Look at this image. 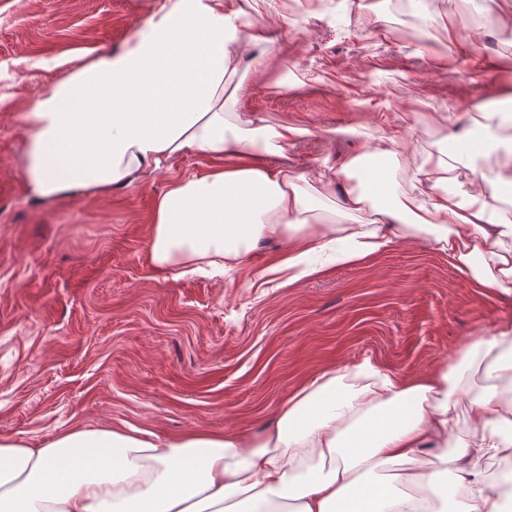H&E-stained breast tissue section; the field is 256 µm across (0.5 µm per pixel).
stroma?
Segmentation results:
<instances>
[{"label": "stroma", "instance_id": "35a3bbf8", "mask_svg": "<svg viewBox=\"0 0 512 512\" xmlns=\"http://www.w3.org/2000/svg\"><path fill=\"white\" fill-rule=\"evenodd\" d=\"M160 2L0 0V437L40 448L76 427L256 434L318 371L368 360L418 377L512 321V294L474 288L422 233L311 275L285 268L279 241L221 276L156 268L155 200L210 171L197 151L105 195L35 202L23 173L27 102L85 53L120 48ZM363 2L260 0L244 30L269 23L279 36L263 70L237 64L227 111L309 128L278 159L295 173L377 145L380 112L419 156L453 127L479 136L494 112L495 143L456 166L462 181L494 178L512 159V22L501 0H429L432 48L394 40L405 19L370 17Z\"/></svg>", "mask_w": 512, "mask_h": 512}]
</instances>
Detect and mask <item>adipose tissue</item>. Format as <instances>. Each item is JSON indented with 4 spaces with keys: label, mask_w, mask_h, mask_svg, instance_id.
<instances>
[{
    "label": "adipose tissue",
    "mask_w": 512,
    "mask_h": 512,
    "mask_svg": "<svg viewBox=\"0 0 512 512\" xmlns=\"http://www.w3.org/2000/svg\"><path fill=\"white\" fill-rule=\"evenodd\" d=\"M244 14L241 0H163L120 51L87 54L32 98L23 115L32 196L106 194L199 151L223 165L157 198L149 256L158 267L221 271L263 240L286 241L292 267L327 252L352 261L421 231L465 279L511 294L512 205L500 201L512 190V163L496 179L458 182L449 147L409 152L382 112L369 154L323 160L309 175L271 165L308 130L225 111L236 63L268 62L267 28L242 35ZM370 157L383 167L367 165ZM399 165L415 175L404 192L392 186ZM355 172L358 186L335 207L337 185ZM386 196L368 223H353L366 202ZM475 364L512 383V321L446 371L404 378L365 361L347 386L320 371L257 435L80 428L42 448L1 438L0 512H500L479 463L512 452V397L485 389L470 401L469 434L452 435ZM394 463L399 474L366 480ZM449 472L459 476L451 488L441 483Z\"/></svg>",
    "instance_id": "1"
}]
</instances>
